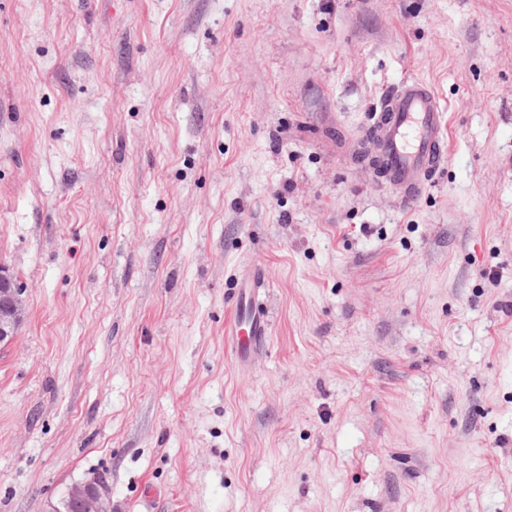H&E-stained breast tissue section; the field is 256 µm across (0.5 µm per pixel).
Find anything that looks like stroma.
<instances>
[{
  "mask_svg": "<svg viewBox=\"0 0 512 512\" xmlns=\"http://www.w3.org/2000/svg\"><path fill=\"white\" fill-rule=\"evenodd\" d=\"M409 77L405 204L364 157ZM0 263V512H512V0H0ZM379 112L373 134L386 180L399 189L402 200L409 201L436 168L447 143L445 112L436 92L415 79L403 80L383 96ZM21 290L9 270L0 266V343H8L17 335L23 314ZM257 277L242 282L233 304L235 314L230 320L226 336L228 345L239 366H247L260 341L268 335V318L255 300ZM49 508V512H112L111 490L105 480L94 474L71 484L60 505Z\"/></svg>",
  "mask_w": 512,
  "mask_h": 512,
  "instance_id": "1",
  "label": "stroma"
}]
</instances>
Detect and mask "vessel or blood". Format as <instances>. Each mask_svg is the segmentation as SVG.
Instances as JSON below:
<instances>
[{
  "label": "vessel or blood",
  "instance_id": "obj_1",
  "mask_svg": "<svg viewBox=\"0 0 512 512\" xmlns=\"http://www.w3.org/2000/svg\"><path fill=\"white\" fill-rule=\"evenodd\" d=\"M380 121L373 127L388 181L402 200L414 198L436 168L447 143L445 114L436 92L426 83L403 80L380 100ZM256 278L244 280L233 304L226 336L238 365H248L268 334V318L255 300Z\"/></svg>",
  "mask_w": 512,
  "mask_h": 512
}]
</instances>
